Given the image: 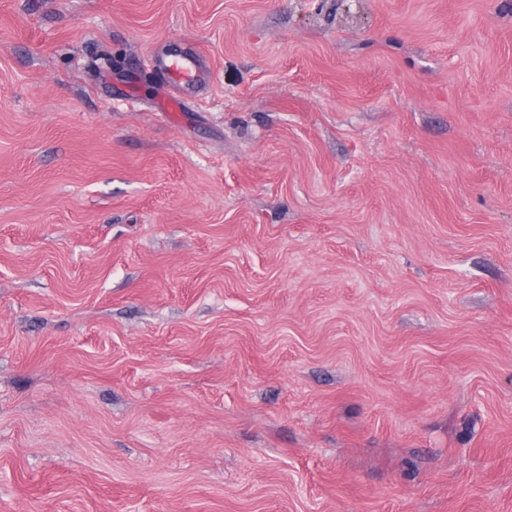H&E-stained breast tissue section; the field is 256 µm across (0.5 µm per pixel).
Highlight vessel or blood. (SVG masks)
Masks as SVG:
<instances>
[{"label":"vessel or blood","mask_w":512,"mask_h":512,"mask_svg":"<svg viewBox=\"0 0 512 512\" xmlns=\"http://www.w3.org/2000/svg\"><path fill=\"white\" fill-rule=\"evenodd\" d=\"M147 65L150 70L162 76L158 103V109L162 112L180 107L185 101L187 90L201 73V59L192 52L157 53L150 56Z\"/></svg>","instance_id":"1"}]
</instances>
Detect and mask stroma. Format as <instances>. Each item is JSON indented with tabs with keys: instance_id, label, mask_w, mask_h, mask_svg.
Masks as SVG:
<instances>
[{
	"instance_id": "35a3bbf8",
	"label": "stroma",
	"mask_w": 512,
	"mask_h": 512,
	"mask_svg": "<svg viewBox=\"0 0 512 512\" xmlns=\"http://www.w3.org/2000/svg\"><path fill=\"white\" fill-rule=\"evenodd\" d=\"M0 512H512V0H0ZM150 70L162 76L160 83L161 98L157 109L160 112H172L184 104L186 92L200 77V55L192 52L157 53L147 61Z\"/></svg>"
}]
</instances>
